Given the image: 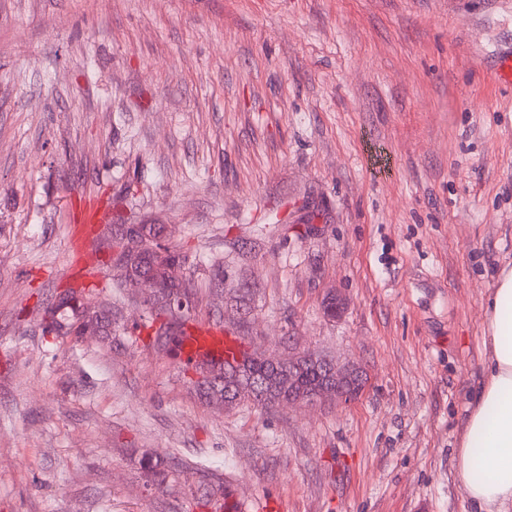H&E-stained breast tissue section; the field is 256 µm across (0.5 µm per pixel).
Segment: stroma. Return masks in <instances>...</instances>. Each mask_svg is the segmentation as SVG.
Wrapping results in <instances>:
<instances>
[{
  "instance_id": "obj_1",
  "label": "stroma",
  "mask_w": 512,
  "mask_h": 512,
  "mask_svg": "<svg viewBox=\"0 0 512 512\" xmlns=\"http://www.w3.org/2000/svg\"><path fill=\"white\" fill-rule=\"evenodd\" d=\"M486 46L512 24L484 0H0V512H231L218 484L269 512H475L455 450L512 263ZM124 224L185 256L189 324L356 364L362 392L201 398L195 363L128 340ZM70 288L111 306L109 338L43 333ZM129 224H124V225H121L122 227V232L120 234V237H116V238H113L112 239V248L115 250V252L121 254L118 256V264L116 265H113L114 268L117 270V272L119 273L118 274V281L120 283L121 286H126V283H128V267H127V263L125 265V263H122V257L125 256V249L126 247H128V250L131 248V247H134L136 246L137 248L140 249V242H137L135 240H132V239H129V238H126V235H125V230H126V227L128 226ZM127 240V242H126ZM132 246H129L131 245Z\"/></svg>"
}]
</instances>
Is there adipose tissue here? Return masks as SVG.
Instances as JSON below:
<instances>
[{"mask_svg": "<svg viewBox=\"0 0 512 512\" xmlns=\"http://www.w3.org/2000/svg\"><path fill=\"white\" fill-rule=\"evenodd\" d=\"M486 379L469 410L456 478L479 512H512V267L503 266L486 301Z\"/></svg>", "mask_w": 512, "mask_h": 512, "instance_id": "adipose-tissue-1", "label": "adipose tissue"}]
</instances>
